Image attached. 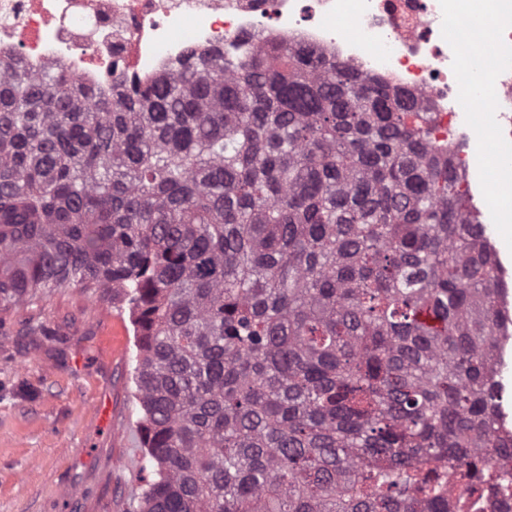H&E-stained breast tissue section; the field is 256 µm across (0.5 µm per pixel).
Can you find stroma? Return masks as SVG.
Returning a JSON list of instances; mask_svg holds the SVG:
<instances>
[{
  "mask_svg": "<svg viewBox=\"0 0 512 512\" xmlns=\"http://www.w3.org/2000/svg\"><path fill=\"white\" fill-rule=\"evenodd\" d=\"M127 309L75 286L0 310V512H127L142 415Z\"/></svg>",
  "mask_w": 512,
  "mask_h": 512,
  "instance_id": "1",
  "label": "stroma"
}]
</instances>
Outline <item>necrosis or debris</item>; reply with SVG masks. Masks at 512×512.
Wrapping results in <instances>:
<instances>
[{"label":"necrosis or debris","instance_id":"4bbe7bcc","mask_svg":"<svg viewBox=\"0 0 512 512\" xmlns=\"http://www.w3.org/2000/svg\"><path fill=\"white\" fill-rule=\"evenodd\" d=\"M462 14L498 21L480 123L460 99L473 47L448 36L449 19ZM344 19L356 36L344 33ZM255 34L421 96L429 139L459 143L454 163L463 172L483 136L512 140V0H0V50L18 48L35 71L62 66L104 92L113 73L149 81L195 48L249 53Z\"/></svg>","mask_w":512,"mask_h":512}]
</instances>
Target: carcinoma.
Returning <instances> with one entry per match:
<instances>
[{"instance_id": "1", "label": "carcinoma", "mask_w": 512, "mask_h": 512, "mask_svg": "<svg viewBox=\"0 0 512 512\" xmlns=\"http://www.w3.org/2000/svg\"><path fill=\"white\" fill-rule=\"evenodd\" d=\"M417 99L289 43L110 99L0 55V310L112 293L135 327V512H448L512 476L502 275Z\"/></svg>"}]
</instances>
